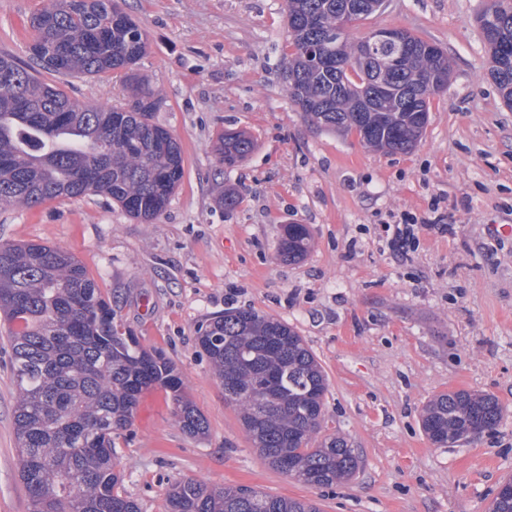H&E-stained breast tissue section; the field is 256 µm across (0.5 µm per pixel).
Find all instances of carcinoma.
<instances>
[{
    "mask_svg": "<svg viewBox=\"0 0 512 512\" xmlns=\"http://www.w3.org/2000/svg\"><path fill=\"white\" fill-rule=\"evenodd\" d=\"M374 0H287L292 53L285 83L292 102L318 130L356 132L376 149L407 153L420 142L431 99L447 89L448 57L406 45L363 47L336 35L341 13L355 21ZM488 44L492 73L512 103V0H496ZM29 49L41 69L95 76L124 72V107L70 100L8 57H0V203L31 208L59 197L106 196L133 218L151 221L166 208L184 174L182 149L152 122L160 99L133 67L145 55L144 31L118 0H54L32 19ZM255 147L243 131L217 140L228 168ZM305 224H286L278 256L309 251ZM0 313L11 348L16 391L18 477L30 512H141L125 495L116 439L133 423L141 393L162 387L190 437L208 421L186 393L163 350L116 328L118 301L102 294L69 252L42 244L0 242ZM198 343L224 386V399L262 458L315 487L348 480L359 457L340 433L318 438L328 380L315 354L287 324L252 309L226 311L199 330ZM498 399L467 390L435 395L422 427L437 446L478 437L503 420ZM168 512H319L312 502L267 495L251 486L171 484ZM489 512H512V492Z\"/></svg>",
    "mask_w": 512,
    "mask_h": 512,
    "instance_id": "carcinoma-1",
    "label": "carcinoma"
}]
</instances>
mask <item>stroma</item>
I'll list each match as a JSON object with an SVG mask.
<instances>
[{
	"label": "stroma",
	"mask_w": 512,
	"mask_h": 512,
	"mask_svg": "<svg viewBox=\"0 0 512 512\" xmlns=\"http://www.w3.org/2000/svg\"><path fill=\"white\" fill-rule=\"evenodd\" d=\"M51 0H0V55L28 60L31 19ZM492 0H388L350 32L401 28L447 54L421 142L406 153L367 148L356 134L311 128L288 96L286 0H125L145 31L138 62L162 99L154 123L178 141L184 177L153 221L102 196L32 208L0 205V241L71 253L104 295L119 294L127 327L177 364L206 416L185 435L164 390L143 392L117 441L123 485L142 512H167L176 481L249 485L316 501L321 512H488L512 478V106L491 73L478 17ZM77 101L109 108L125 96L116 73L40 72ZM255 149L217 163L224 130ZM239 198L231 209L227 190ZM446 217L448 233L429 229ZM305 224L307 255H277L282 225ZM409 223L416 242L393 253L384 225ZM293 327L329 389L325 434L360 458L349 480L312 487L254 448L197 343L227 309ZM10 349L0 339V512H30L18 478ZM494 395L504 419L479 438L438 447L421 413L433 396Z\"/></svg>",
	"instance_id": "obj_1"
}]
</instances>
